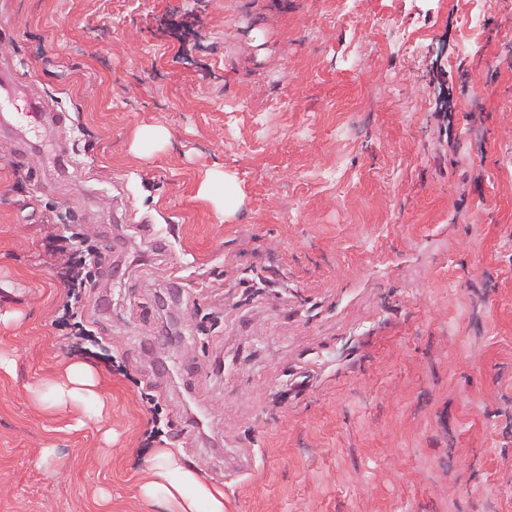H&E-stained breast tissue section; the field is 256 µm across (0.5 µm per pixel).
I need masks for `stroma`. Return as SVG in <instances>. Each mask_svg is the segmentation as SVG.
Masks as SVG:
<instances>
[{"instance_id": "obj_1", "label": "stroma", "mask_w": 512, "mask_h": 512, "mask_svg": "<svg viewBox=\"0 0 512 512\" xmlns=\"http://www.w3.org/2000/svg\"><path fill=\"white\" fill-rule=\"evenodd\" d=\"M4 71L0 512H168L157 421L224 512H512V0H0ZM47 254L65 265L63 269H66L68 278L71 280L67 295L68 299L63 306V314L57 322L58 327L69 328L72 336L91 342L92 345L96 344L99 346L98 342L92 336V331L87 329L81 321L75 320L78 312L74 311V309H78L77 303L80 301L79 293L81 288L84 287V280L83 278L79 279V273L72 274L84 263L80 249L77 247L69 248L68 245L56 246L49 243ZM97 377L84 364H70L62 367L50 382V395L45 400L48 408L60 409L78 397L95 398L99 412L106 407V401L97 393Z\"/></svg>"}]
</instances>
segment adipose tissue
Wrapping results in <instances>:
<instances>
[{
  "mask_svg": "<svg viewBox=\"0 0 512 512\" xmlns=\"http://www.w3.org/2000/svg\"><path fill=\"white\" fill-rule=\"evenodd\" d=\"M98 381L83 364L62 367L51 381L48 407L59 409L79 397H96ZM144 496H163L169 512H224V491L188 468L180 453L158 449L141 477Z\"/></svg>",
  "mask_w": 512,
  "mask_h": 512,
  "instance_id": "obj_1",
  "label": "adipose tissue"
}]
</instances>
